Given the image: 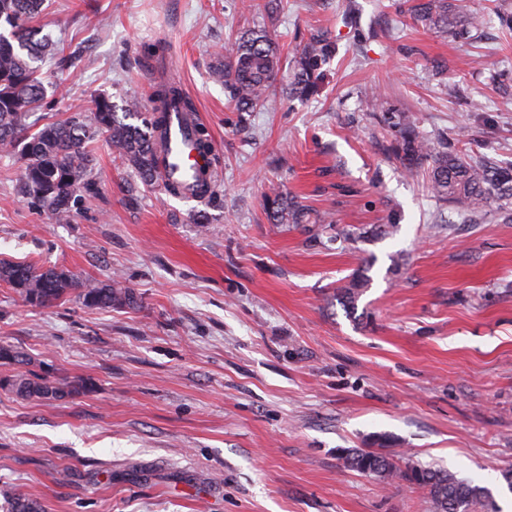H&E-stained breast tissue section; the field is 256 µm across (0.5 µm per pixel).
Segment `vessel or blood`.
Segmentation results:
<instances>
[{
	"mask_svg": "<svg viewBox=\"0 0 512 512\" xmlns=\"http://www.w3.org/2000/svg\"><path fill=\"white\" fill-rule=\"evenodd\" d=\"M196 121L192 114L169 113L160 152V166L167 182L176 185L189 200L195 199L197 186L209 169L208 156L199 155L191 147Z\"/></svg>",
	"mask_w": 512,
	"mask_h": 512,
	"instance_id": "obj_1",
	"label": "vessel or blood"
}]
</instances>
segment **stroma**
<instances>
[{
  "instance_id": "obj_1",
  "label": "stroma",
  "mask_w": 512,
  "mask_h": 512,
  "mask_svg": "<svg viewBox=\"0 0 512 512\" xmlns=\"http://www.w3.org/2000/svg\"><path fill=\"white\" fill-rule=\"evenodd\" d=\"M476 38L417 25L406 0H49L35 20L57 53L39 62L63 120L103 93L150 106L174 80L214 148L215 194L187 201L130 175L102 139L70 223L18 192L0 148V260L118 279L136 302L34 307L0 283L1 365L90 392L22 399L0 389V505L44 512H433L427 491L346 466L351 449L444 468L512 512V223L464 221L389 150L384 112L435 143L512 162V33L494 10ZM260 27L291 58L312 30L338 52L322 94L238 113L211 70ZM378 94L383 111L372 110ZM342 225L272 224L270 186ZM205 211L209 221L192 216ZM397 216L390 235L374 227ZM356 317L335 288L363 265Z\"/></svg>"
}]
</instances>
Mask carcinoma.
Listing matches in <instances>:
<instances>
[{
    "instance_id": "cac0c4a2",
    "label": "carcinoma",
    "mask_w": 512,
    "mask_h": 512,
    "mask_svg": "<svg viewBox=\"0 0 512 512\" xmlns=\"http://www.w3.org/2000/svg\"><path fill=\"white\" fill-rule=\"evenodd\" d=\"M46 0H0V147L17 151L21 165L23 198L60 223H69L83 193L92 186L94 155L89 142L103 137L134 177L145 186L174 192L158 170L157 134L165 125L169 109L192 112L191 100L178 85L160 84L153 94L155 106L141 110L130 100L118 116L116 105L103 94L90 98V115L81 113L38 127L27 119L47 107L44 80L31 62L50 53L53 44L32 25L43 12ZM413 20L429 31L469 38L483 25L482 17L462 0H413ZM336 54V40L312 35L289 65L286 96L309 98L321 89L325 66ZM284 62L278 45L264 29H247L237 38L232 55L215 66L212 76L224 84V92L238 112L276 104L275 87ZM137 123H129L127 119ZM395 132L392 153L406 171L427 168L434 195L476 218L491 211L507 212L512 221V164L500 165L485 156L474 157L456 150L439 149L424 138L403 114L392 121ZM267 215L274 224H326L334 221L280 189L265 196ZM370 267L357 270L336 287V300L353 310L367 287ZM0 282L13 288L23 301L40 307L74 298L88 308H112L136 303L134 294L119 282L82 280L61 267L0 260ZM25 353L0 344V364H22ZM5 388L23 399H48L51 393L69 397L90 389L84 380L57 382L36 373L0 379ZM345 463L365 474L399 479L427 490L434 512H471L489 497V491L444 469L418 465L403 468L388 457L370 450H350ZM8 512H43L42 505L24 494L8 498Z\"/></svg>"
}]
</instances>
